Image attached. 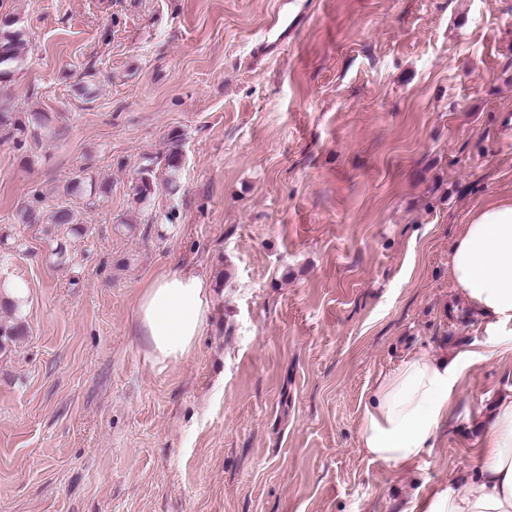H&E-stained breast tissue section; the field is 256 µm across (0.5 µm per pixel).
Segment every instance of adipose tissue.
Returning <instances> with one entry per match:
<instances>
[{"mask_svg":"<svg viewBox=\"0 0 512 512\" xmlns=\"http://www.w3.org/2000/svg\"><path fill=\"white\" fill-rule=\"evenodd\" d=\"M459 296L484 321L483 351L454 359L418 353L379 376L359 422L360 444L375 461L410 465L435 446L458 400L465 371L487 355L512 353V198L474 208L448 253ZM209 280L172 270L149 282L136 322L158 362H175L194 347L206 322ZM411 512H512V393L499 396L482 438L480 474L448 478Z\"/></svg>","mask_w":512,"mask_h":512,"instance_id":"obj_1","label":"adipose tissue"}]
</instances>
